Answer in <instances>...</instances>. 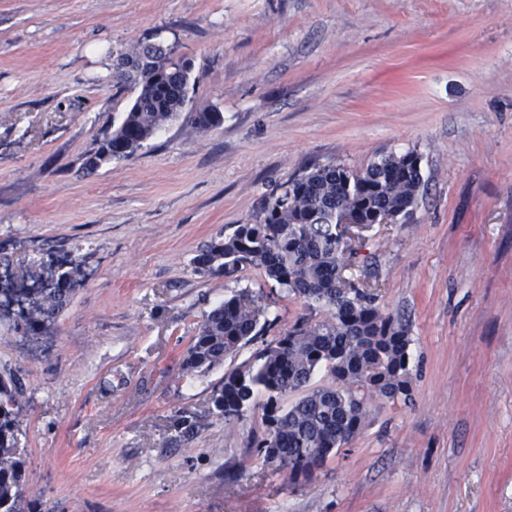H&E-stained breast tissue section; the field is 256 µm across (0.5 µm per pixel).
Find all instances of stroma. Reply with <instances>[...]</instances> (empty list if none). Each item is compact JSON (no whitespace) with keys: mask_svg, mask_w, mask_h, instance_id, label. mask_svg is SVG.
Returning a JSON list of instances; mask_svg holds the SVG:
<instances>
[{"mask_svg":"<svg viewBox=\"0 0 512 512\" xmlns=\"http://www.w3.org/2000/svg\"><path fill=\"white\" fill-rule=\"evenodd\" d=\"M150 36L191 64L185 110L89 169L137 95L117 58ZM202 111L222 123L197 130ZM408 151L415 205L355 241L352 272L409 324L412 400L374 403L290 484L250 447L261 411L225 424L211 392L326 311L192 259L310 168ZM64 253L77 285L44 333L0 316L22 512H512V0H0V262L44 276ZM243 288L271 328L184 377L204 313Z\"/></svg>","mask_w":512,"mask_h":512,"instance_id":"1","label":"stroma"}]
</instances>
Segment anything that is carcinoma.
<instances>
[{
	"label": "carcinoma",
	"instance_id": "obj_1",
	"mask_svg": "<svg viewBox=\"0 0 512 512\" xmlns=\"http://www.w3.org/2000/svg\"><path fill=\"white\" fill-rule=\"evenodd\" d=\"M113 83H131L141 92L90 157L91 168L130 157L176 119L188 100L190 69L147 39L133 53L121 55ZM192 121L206 131L221 123L222 114L197 112ZM421 182L413 152L381 156L362 171L315 166L269 199L263 223L237 225L194 258L199 271L259 269L288 293L327 311L318 323L297 322L254 363L228 373L212 391L210 414L226 424L262 408L265 432L253 438L251 447L292 484L313 479L316 469L363 430L372 403L411 399L409 327L384 313L374 295L356 282L352 252L333 219L349 210L368 229L377 212L405 214ZM72 263L61 265L53 287L15 312V327L23 335L43 333L66 304ZM265 313L261 298L247 289L214 305L184 354L183 374L202 376L221 366L263 330ZM321 370L329 381L315 385L312 380ZM21 411L15 390L0 378V512H19L26 487L18 440ZM196 427L193 417L174 415L175 437L187 440Z\"/></svg>",
	"mask_w": 512,
	"mask_h": 512
}]
</instances>
